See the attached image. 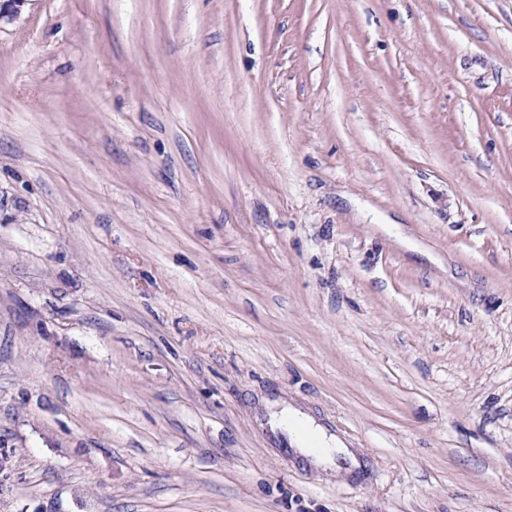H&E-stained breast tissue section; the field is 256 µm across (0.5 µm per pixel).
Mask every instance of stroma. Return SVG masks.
Instances as JSON below:
<instances>
[{"label": "stroma", "instance_id": "35a3bbf8", "mask_svg": "<svg viewBox=\"0 0 512 512\" xmlns=\"http://www.w3.org/2000/svg\"><path fill=\"white\" fill-rule=\"evenodd\" d=\"M0 512H512V0L0 24ZM274 422L277 426H281L282 423H285L288 427L290 426L298 438V443L304 446L300 449L315 454L318 460L330 458L334 450L336 453L346 452L345 448H338L339 442L337 439L334 440L332 435L327 436L318 426H313V422L292 409L284 408L279 420H274ZM307 444H312V446ZM333 445L336 448H333Z\"/></svg>", "mask_w": 512, "mask_h": 512}]
</instances>
